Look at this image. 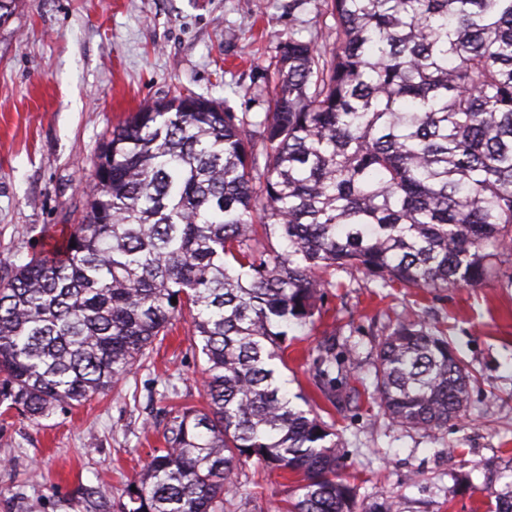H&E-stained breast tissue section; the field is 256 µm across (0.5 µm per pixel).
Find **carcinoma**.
I'll use <instances>...</instances> for the list:
<instances>
[{"label":"carcinoma","mask_w":512,"mask_h":512,"mask_svg":"<svg viewBox=\"0 0 512 512\" xmlns=\"http://www.w3.org/2000/svg\"><path fill=\"white\" fill-rule=\"evenodd\" d=\"M321 6L333 48L284 43L261 119L194 95L141 107L97 155L81 223L0 277V405L35 423L116 389L188 311L206 405L167 413L119 512H250L253 457L301 476L288 512H356L335 429L277 370L288 325L322 316L338 270L476 287L512 260V0ZM310 367L330 401L359 398L336 339ZM374 392L392 422L434 433L469 375L447 338L400 321ZM486 470L494 512H512V458ZM109 501L92 487L83 512Z\"/></svg>","instance_id":"obj_1"}]
</instances>
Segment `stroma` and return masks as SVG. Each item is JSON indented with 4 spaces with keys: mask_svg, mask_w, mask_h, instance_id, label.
Masks as SVG:
<instances>
[{
    "mask_svg": "<svg viewBox=\"0 0 512 512\" xmlns=\"http://www.w3.org/2000/svg\"><path fill=\"white\" fill-rule=\"evenodd\" d=\"M336 22L319 0H19L0 25V276L25 264L61 225L79 221L88 172L107 133L139 107L192 93L262 116L288 38L332 49ZM315 324H290V392L335 424L359 512H490L487 462L512 457V265L479 287H382L339 271ZM418 321L447 336L470 375L459 419L409 432L367 398L374 349L388 327ZM176 318L118 391L32 423L0 415V512H82L85 488L113 503L161 447L165 414L204 401L203 355ZM335 338L360 369L358 405L328 402L308 355ZM252 512H277L299 479L248 460Z\"/></svg>",
    "mask_w": 512,
    "mask_h": 512,
    "instance_id": "1",
    "label": "stroma"
}]
</instances>
